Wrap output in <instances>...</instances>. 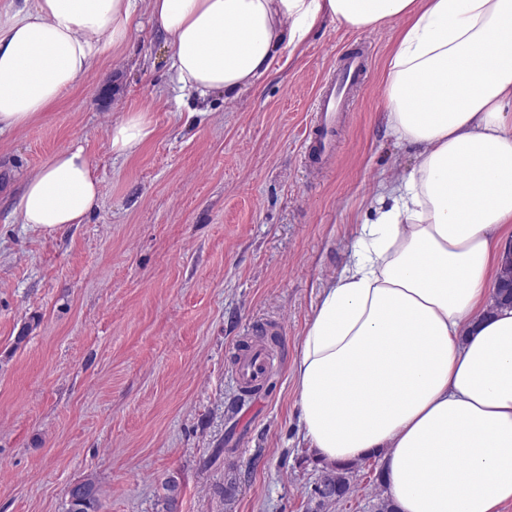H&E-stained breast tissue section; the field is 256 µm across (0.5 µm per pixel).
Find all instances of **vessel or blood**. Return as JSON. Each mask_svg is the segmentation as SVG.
<instances>
[{
	"label": "vessel or blood",
	"instance_id": "1",
	"mask_svg": "<svg viewBox=\"0 0 512 512\" xmlns=\"http://www.w3.org/2000/svg\"><path fill=\"white\" fill-rule=\"evenodd\" d=\"M366 71L362 52L356 51L346 56L335 76L328 79L324 89L320 90L315 101V119L308 131L315 144L319 161H329L334 151V130L339 115L349 94L363 89ZM269 370V353L266 349L255 347L244 353L235 364L238 382L249 390L260 387Z\"/></svg>",
	"mask_w": 512,
	"mask_h": 512
}]
</instances>
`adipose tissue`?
<instances>
[{"mask_svg":"<svg viewBox=\"0 0 512 512\" xmlns=\"http://www.w3.org/2000/svg\"><path fill=\"white\" fill-rule=\"evenodd\" d=\"M146 9L181 93L231 99L296 52L323 17L360 30L400 20L386 122L415 150L381 181L353 256L322 289L293 376L315 456H380L397 512L512 504V307L494 304L512 243V0H0V136L125 46ZM155 128L109 130L115 156ZM99 182L81 143L28 176L20 223H84Z\"/></svg>","mask_w":512,"mask_h":512,"instance_id":"ef3b65f1","label":"adipose tissue"}]
</instances>
